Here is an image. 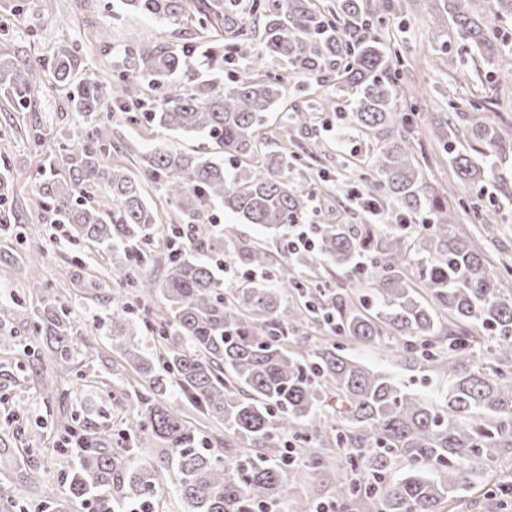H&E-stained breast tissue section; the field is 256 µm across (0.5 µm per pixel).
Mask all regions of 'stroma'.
<instances>
[{
    "mask_svg": "<svg viewBox=\"0 0 512 512\" xmlns=\"http://www.w3.org/2000/svg\"><path fill=\"white\" fill-rule=\"evenodd\" d=\"M403 10L384 14L371 34L400 47L398 70L401 88L398 107L409 119L415 158L424 173L428 197L441 198L447 211L458 215L464 231L474 229L477 207L496 204L505 213L499 239L502 259L512 266V51L486 64L456 32L447 0H405ZM14 0H0V16H14L7 34L0 35V52L28 63L49 57L57 48L78 47V71L117 73L118 56L130 35L141 41L182 46L192 41V28L163 24L124 11L121 0H27L21 15L13 13ZM108 27L112 47L101 50L93 31ZM264 74L288 80V103L309 112L306 131L294 134L299 156L314 154L307 170L309 181L324 179L312 198L307 221L320 224H371L358 193L375 151L372 140L355 129L349 118L351 97L331 81L295 70L283 58L267 62ZM479 106L500 128L503 151L494 177L484 188L461 185L448 163V154L435 137L437 121L451 122L457 113ZM79 118L63 90L36 94L29 109H13L0 98V171L14 181L10 224L0 228V247L28 258V278L0 280V328L21 334L20 347L0 346V512H92L88 502L71 497L68 474L76 452L65 442L64 426L90 422L120 429L130 407L122 371L123 361L112 347L107 303L106 254L90 245L68 241L62 226L36 202L30 175L48 166L57 144L67 142ZM45 134V144L33 146V129ZM113 162L139 171L154 148L170 146L189 151L198 141L163 129H148L112 114ZM53 289L73 318L78 350L63 366L40 349L31 320L36 305L28 297L27 281ZM346 351L375 370L396 374L412 388L429 391L438 386L433 373L399 367L372 346L346 343ZM512 477V458L499 459L484 475L462 490L442 512H512V500L499 505L489 495L495 480ZM55 500L45 503L44 490Z\"/></svg>",
    "mask_w": 512,
    "mask_h": 512,
    "instance_id": "35a3bbf8",
    "label": "stroma"
}]
</instances>
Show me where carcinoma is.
Segmentation results:
<instances>
[{
  "mask_svg": "<svg viewBox=\"0 0 512 512\" xmlns=\"http://www.w3.org/2000/svg\"><path fill=\"white\" fill-rule=\"evenodd\" d=\"M341 24L319 0H247L248 13L263 22L260 42L238 25V0H202L193 12L184 0H122L134 12L169 24L189 23L194 43L135 46L111 81L94 72L75 79V50L17 65L0 56V92L19 108L49 86L66 90L81 122L70 145L59 147L50 174L36 173L34 186L53 222L69 238L106 250L112 282V344L139 378L133 411L118 434L87 424L78 434L80 452L70 476L76 498L96 512H126L154 505L168 470L188 512H255L287 494L284 439H299L294 461L300 474L326 468V448L346 451L336 469V512H440L485 467L512 456V270H499L486 242L497 241L501 209L477 212V237L463 235L447 216L421 224L407 236L385 228L396 219L381 211L378 223L316 224L311 253L273 262L262 247L236 244L234 224H258L283 236L314 195L288 134L303 128L307 113L293 110L282 127V149L262 152L265 113L286 101L279 78L255 77L270 57L291 60L311 76L344 62L340 86L354 96L351 120L372 133L376 153L366 192L392 199L417 213L428 205L423 173L408 136V117L397 109L399 52L379 37H366L373 20L393 8L391 0H336ZM461 38L487 63L506 46L468 0H448ZM218 71L238 65L229 87L209 81L194 94L184 84L189 55ZM164 89L157 101L146 89ZM123 108L131 123L201 138L222 150L186 153L153 150L139 176L111 161L109 105ZM460 124L440 128L448 162L460 182L480 186L494 175L501 152L497 130L476 112L459 113ZM481 145L479 157L469 153ZM151 183L190 224H162L143 185ZM99 187L105 201H92ZM220 205L232 222L224 234L204 228L208 208ZM162 237L165 277L146 274ZM248 271L269 280L238 287L224 283L212 260L224 257L219 241ZM325 262L371 296L352 298L329 281H301L293 266ZM0 274L26 278L25 264L0 251ZM294 291L299 304L284 300ZM36 330L55 361L74 351L69 312L51 289L31 282ZM323 323L330 336L308 344L306 329ZM149 330L150 349L137 341ZM347 339L377 345L405 366H423L444 386L432 394L409 391L395 376L373 370L342 353ZM224 429L211 442L185 419L180 402ZM398 463L404 474L386 475Z\"/></svg>",
  "mask_w": 512,
  "mask_h": 512,
  "instance_id": "cac0c4a2",
  "label": "carcinoma"
}]
</instances>
